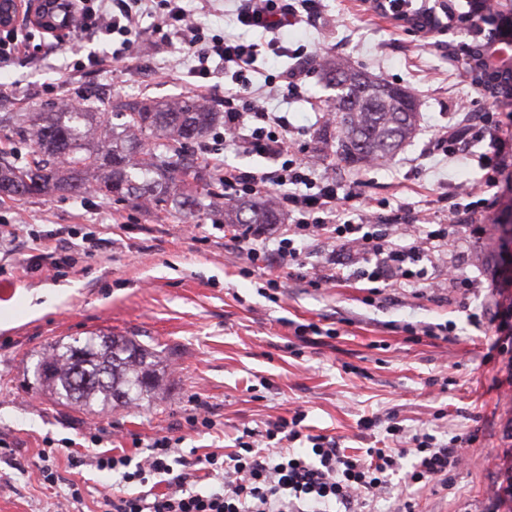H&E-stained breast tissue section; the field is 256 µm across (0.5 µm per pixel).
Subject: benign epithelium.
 <instances>
[{
    "instance_id": "7a95c632",
    "label": "benign epithelium",
    "mask_w": 512,
    "mask_h": 512,
    "mask_svg": "<svg viewBox=\"0 0 512 512\" xmlns=\"http://www.w3.org/2000/svg\"><path fill=\"white\" fill-rule=\"evenodd\" d=\"M483 13L480 4L469 14H459L451 10L448 0H434V5L413 23L408 24L402 18L396 22L408 29L466 34L471 45L457 57L458 64L477 83L495 85L505 76L512 77V0H496L489 25L498 29L491 30L489 35L486 24L475 19ZM21 17L34 29L54 36L72 31L80 22L74 0H5L0 5V28L13 27ZM498 213L500 222H512V183L506 184Z\"/></svg>"
}]
</instances>
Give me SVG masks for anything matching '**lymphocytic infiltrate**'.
<instances>
[{"instance_id": "f902f5d3", "label": "lymphocytic infiltrate", "mask_w": 512, "mask_h": 512, "mask_svg": "<svg viewBox=\"0 0 512 512\" xmlns=\"http://www.w3.org/2000/svg\"><path fill=\"white\" fill-rule=\"evenodd\" d=\"M184 0H76L81 27L122 38L111 55H90L88 68L103 72L128 51L142 16L159 13L164 24L174 25L184 45L198 47V63L192 74L200 78L197 92H205L210 60L235 66L238 72L251 70L262 50L280 51L279 42L267 45L246 42L233 35L206 37L200 23L191 20ZM237 20L246 27L277 33L303 22L295 0H241ZM275 84L257 88L241 82L224 97V139L243 153L280 160L278 169L245 171L219 159L211 164L222 174L224 192L234 196H255L279 187V200L295 221L278 228L267 224L228 225L224 233L247 265L262 270L271 288L279 286V272L298 263L308 242L322 239L348 248L361 258L359 280L400 290L410 286L428 288L433 284L430 265L447 261L451 227L431 230L423 215L394 211L388 217L374 216L361 192L340 191L336 184L316 178L308 162L298 158L296 141L283 112L265 105ZM352 213V220L329 223L337 210ZM102 241L91 238L79 252L63 247L30 256L17 267L29 272L42 267L73 266L77 258L98 257ZM304 411L278 417L263 430L246 429L232 452L220 448L204 454H181L182 436L175 433L149 438L147 454L134 459L127 454L101 450V432H86V449L74 448L68 456L72 465L94 466L121 475L119 491L106 493L96 502V512H371L375 499L389 494V477L403 459H411L408 486L426 487L464 464L465 457L455 445L437 441L429 433L404 439L399 423L386 432L393 445L369 448L357 455L337 447L334 438L305 433ZM306 440L296 448L297 440ZM212 479L205 491H197L202 478ZM165 491H158V483Z\"/></svg>"}]
</instances>
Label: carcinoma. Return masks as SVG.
<instances>
[{
	"label": "carcinoma",
	"mask_w": 512,
	"mask_h": 512,
	"mask_svg": "<svg viewBox=\"0 0 512 512\" xmlns=\"http://www.w3.org/2000/svg\"><path fill=\"white\" fill-rule=\"evenodd\" d=\"M329 102L336 161L360 169L388 163L415 135L420 112L402 85L368 75L340 59L319 64ZM221 113L197 98L144 102L115 97L108 111L47 103L35 112H3L0 200L52 191L83 194L85 176L98 173L96 191L114 202L150 200L185 218L214 199L213 216L225 224H279L271 194L224 200V180L195 153ZM494 249L481 260L500 265L512 249V223L498 225ZM156 355L133 336L92 334L57 342L37 362L40 388L56 402L91 412L138 406L163 393Z\"/></svg>",
	"instance_id": "cac0c4a2"
}]
</instances>
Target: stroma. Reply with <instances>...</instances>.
I'll list each match as a JSON object with an SVG mask.
<instances>
[{
  "label": "stroma",
  "instance_id": "stroma-1",
  "mask_svg": "<svg viewBox=\"0 0 512 512\" xmlns=\"http://www.w3.org/2000/svg\"><path fill=\"white\" fill-rule=\"evenodd\" d=\"M199 14L206 35L227 32L249 42L269 36L238 23L239 0H214L200 12L198 0H185ZM311 18L289 27L280 39L311 63L295 93L280 89L267 99L270 111L284 112L303 154L317 176L343 185L357 184L374 210L401 208L427 213L430 222L448 221L442 196L453 185L495 183L477 197V210L496 216L505 179L512 175V129L501 131L493 151L470 132L455 158L438 149V129L459 123L460 102L470 111L491 106L471 76L448 57V38L436 32L408 31L391 17L363 9L361 0H309ZM18 37L25 54L0 63V97L15 111L32 112L59 99L88 103L120 96L169 100L192 95L194 50L182 46L171 27L156 16L144 17L138 46L104 73L74 69L88 53L111 50L110 40L66 35L67 48L50 49V40L25 22ZM265 54L246 77L254 86L280 76L291 65ZM327 56L350 61L369 73L409 88L419 102L421 121L415 137L386 165L351 172L325 158L321 140L328 91L318 63ZM27 224L40 237L70 227L73 243L95 231L106 245L100 257L55 273L35 271L0 277V512H62L67 481L86 489L81 512H93L100 492L118 486V474L89 466L72 467L66 455L53 462L61 481L51 487L38 478V454L45 440L64 443L83 428H103L104 448L134 454L133 438L149 439L182 423L196 400L209 403L224 424L223 435L188 434L183 452L215 446L230 449L244 428L305 410L310 433L335 437L343 448L387 446L385 418L396 413L406 435L433 434L442 442L468 436L465 456L477 466L449 474L414 495V512H507L498 503L512 459V353L486 356L499 323L512 326V288L497 295L445 288L443 266L433 270L428 290H383L373 296L366 282L313 290L307 276L321 270L328 254L316 243L287 269L276 299H269L261 273L242 274L238 252L222 231L194 241L176 214L136 204L116 203L90 192L54 193L0 203V226ZM489 235L464 232L457 248L460 271L492 282V266L479 254ZM46 291L53 299L41 314L27 305L30 294ZM481 312L472 326L468 312ZM336 329L333 338L306 346L287 321ZM454 322L449 340H412L405 324ZM133 336L159 355L162 398L106 413L56 404L39 388L35 365L51 345L70 336L97 332ZM376 418L375 427L360 422Z\"/></svg>",
  "mask_w": 512,
  "mask_h": 512
}]
</instances>
